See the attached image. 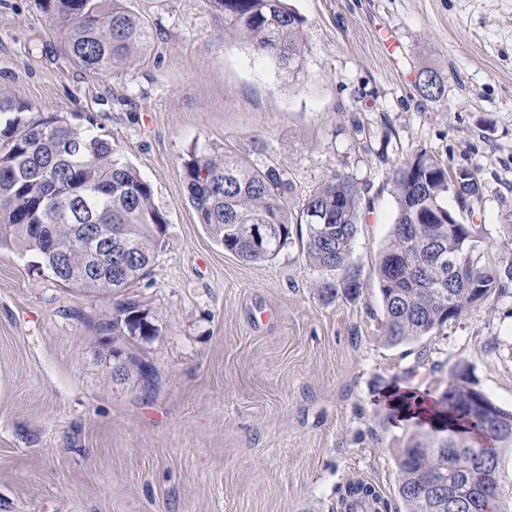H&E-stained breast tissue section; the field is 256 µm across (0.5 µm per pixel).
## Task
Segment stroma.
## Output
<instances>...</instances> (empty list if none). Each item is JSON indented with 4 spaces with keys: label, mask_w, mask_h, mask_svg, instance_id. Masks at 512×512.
I'll return each instance as SVG.
<instances>
[{
    "label": "stroma",
    "mask_w": 512,
    "mask_h": 512,
    "mask_svg": "<svg viewBox=\"0 0 512 512\" xmlns=\"http://www.w3.org/2000/svg\"><path fill=\"white\" fill-rule=\"evenodd\" d=\"M288 2L304 20L297 71L225 32L207 0H124L151 44L96 76L38 0H0V99L93 122L167 216L131 290L162 329L151 341L108 339L111 297L0 248V512H341L353 481L401 512L398 459L422 426L393 397L437 398L464 364L512 410V293L393 346L375 272L391 174L412 150L477 171L487 245L512 224V0ZM427 70L443 82L435 101L419 91ZM195 146L278 167L298 198L352 177L370 208L352 254L360 297L320 299L299 244L259 263L217 245L187 197ZM116 350L150 381L113 379Z\"/></svg>",
    "instance_id": "35a3bbf8"
}]
</instances>
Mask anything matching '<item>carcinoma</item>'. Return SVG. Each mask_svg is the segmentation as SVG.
<instances>
[{
	"instance_id": "1",
	"label": "carcinoma",
	"mask_w": 512,
	"mask_h": 512,
	"mask_svg": "<svg viewBox=\"0 0 512 512\" xmlns=\"http://www.w3.org/2000/svg\"><path fill=\"white\" fill-rule=\"evenodd\" d=\"M224 14L228 30L240 33L254 51L290 72L303 60L302 18L287 0H207ZM60 29L68 55L88 72L109 76L129 65L149 45L150 26L123 0H39ZM33 106L0 101L10 113L0 128V247L35 251L62 287L83 294H113L112 319L104 330L114 336L149 340L160 334L138 301L124 295L148 274L166 215L152 203V189L124 153L93 126L55 117L32 120ZM397 214L391 238L378 261L386 338L391 345L418 340L442 329L492 296L512 289V224L508 240L494 250L485 245L483 225L473 222L485 185L466 166L450 168L425 149L407 156L393 173ZM188 198L207 233L245 262L269 261L292 239L291 224L306 225L302 253L318 279L322 298L354 301L362 292L360 270L351 256L365 216L356 182L340 173L312 190L292 215V185L275 168L261 169L216 150L195 148L185 164ZM453 196L457 209L445 204ZM321 223H306L309 209ZM266 227L258 246L248 229ZM101 226L131 247L112 270L73 282L62 270L86 267L79 227ZM481 400L491 422L478 429L474 404ZM437 435H413L398 460V487L404 512H434L427 476L437 475L444 491L464 493L463 512H492L501 482L484 469L482 452L470 434L496 444H512V411L493 404L469 386L468 367L454 368L448 388L437 398ZM358 498L375 504L371 484H352Z\"/></svg>"
}]
</instances>
